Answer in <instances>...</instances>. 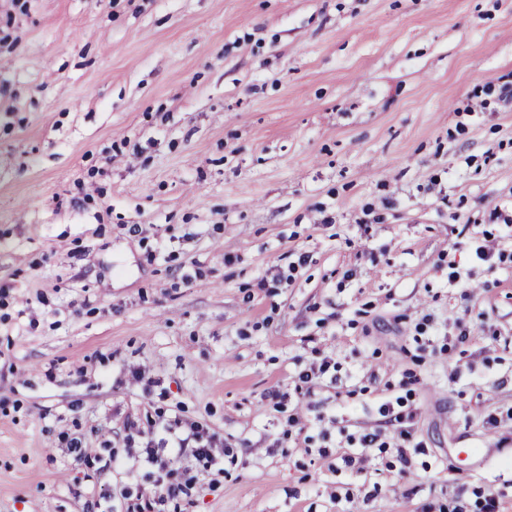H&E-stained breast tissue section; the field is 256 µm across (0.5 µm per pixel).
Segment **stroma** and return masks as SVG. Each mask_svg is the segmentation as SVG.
<instances>
[{
  "instance_id": "35a3bbf8",
  "label": "stroma",
  "mask_w": 512,
  "mask_h": 512,
  "mask_svg": "<svg viewBox=\"0 0 512 512\" xmlns=\"http://www.w3.org/2000/svg\"><path fill=\"white\" fill-rule=\"evenodd\" d=\"M510 202L512 0H0V512H131L171 410L232 448L179 512H512ZM408 372L404 479L320 456ZM331 367V360L325 357L321 360L319 365L313 362L309 370L303 371L299 374V381L304 384L305 392L303 393V386L297 385L296 390L304 396L312 391V389L321 383L322 377L328 372Z\"/></svg>"
}]
</instances>
